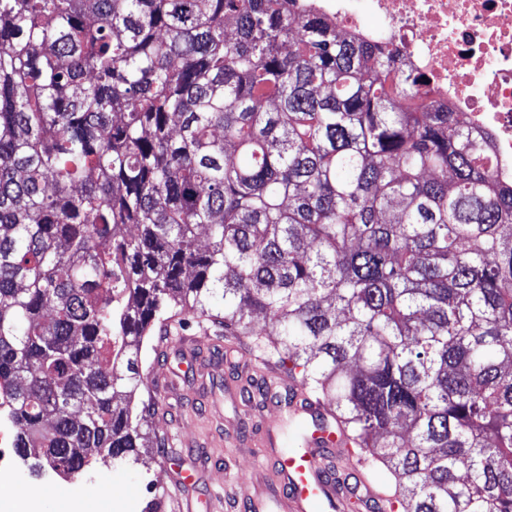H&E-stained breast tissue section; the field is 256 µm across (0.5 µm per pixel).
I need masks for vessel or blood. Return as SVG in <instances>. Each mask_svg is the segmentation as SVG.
Returning a JSON list of instances; mask_svg holds the SVG:
<instances>
[{
    "mask_svg": "<svg viewBox=\"0 0 512 512\" xmlns=\"http://www.w3.org/2000/svg\"><path fill=\"white\" fill-rule=\"evenodd\" d=\"M282 385L288 391V405L295 417L318 418L320 406L296 382L286 378ZM346 445L341 432L316 431L304 436L298 454L272 463L282 512H348L353 501L359 503L362 512H391L390 496L373 487L359 468L337 474L336 451Z\"/></svg>",
    "mask_w": 512,
    "mask_h": 512,
    "instance_id": "1",
    "label": "vessel or blood"
}]
</instances>
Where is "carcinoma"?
<instances>
[{
	"instance_id": "obj_1",
	"label": "carcinoma",
	"mask_w": 512,
	"mask_h": 512,
	"mask_svg": "<svg viewBox=\"0 0 512 512\" xmlns=\"http://www.w3.org/2000/svg\"><path fill=\"white\" fill-rule=\"evenodd\" d=\"M296 7L0 0V421L37 474L138 462L172 309L321 399L398 512H512V182Z\"/></svg>"
}]
</instances>
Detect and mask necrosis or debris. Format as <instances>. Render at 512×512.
Here are the masks:
<instances>
[{
  "label": "necrosis or debris",
  "instance_id": "1",
  "mask_svg": "<svg viewBox=\"0 0 512 512\" xmlns=\"http://www.w3.org/2000/svg\"><path fill=\"white\" fill-rule=\"evenodd\" d=\"M345 36L388 42L426 100L465 113L489 135L501 180L512 181V0H300Z\"/></svg>",
  "mask_w": 512,
  "mask_h": 512
}]
</instances>
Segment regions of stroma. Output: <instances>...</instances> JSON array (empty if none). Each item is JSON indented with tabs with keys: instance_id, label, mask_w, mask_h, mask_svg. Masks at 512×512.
<instances>
[{
	"instance_id": "1",
	"label": "stroma",
	"mask_w": 512,
	"mask_h": 512,
	"mask_svg": "<svg viewBox=\"0 0 512 512\" xmlns=\"http://www.w3.org/2000/svg\"><path fill=\"white\" fill-rule=\"evenodd\" d=\"M224 346L193 317L168 337L147 336L142 380L159 408L143 423L162 441L147 462L116 466L99 459L57 488L48 478H32L21 463L12 490L41 499L42 512H60L66 492L92 502L110 497L111 512H143L154 499L162 512H178L183 497L191 512H234L235 497L244 486H261L265 465L286 453L287 435L298 427L286 407H264V383L255 377L252 354L244 349L231 361ZM187 475L193 483L179 489L178 480Z\"/></svg>"
}]
</instances>
